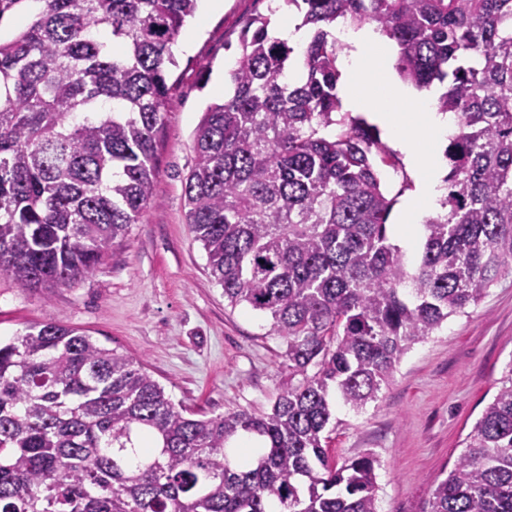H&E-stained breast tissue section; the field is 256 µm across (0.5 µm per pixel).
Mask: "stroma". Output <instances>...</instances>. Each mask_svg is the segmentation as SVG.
Listing matches in <instances>:
<instances>
[{
  "label": "stroma",
  "instance_id": "35a3bbf8",
  "mask_svg": "<svg viewBox=\"0 0 512 512\" xmlns=\"http://www.w3.org/2000/svg\"><path fill=\"white\" fill-rule=\"evenodd\" d=\"M278 3L223 0L206 18L186 22L182 32L190 43L174 50L154 204L76 287L45 295L0 275L1 340L52 317L143 362L187 410L216 416L271 409L290 379L286 344L268 317L231 306L210 276L207 255L188 229L184 180L193 163L194 131L216 99L214 85L240 52L242 28ZM511 361L509 276L478 306L412 345L376 401L360 411L334 403L329 457L340 463L372 455L379 462L380 512H421Z\"/></svg>",
  "mask_w": 512,
  "mask_h": 512
}]
</instances>
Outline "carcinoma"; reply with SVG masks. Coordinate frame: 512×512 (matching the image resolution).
Here are the masks:
<instances>
[{
  "label": "carcinoma",
  "mask_w": 512,
  "mask_h": 512,
  "mask_svg": "<svg viewBox=\"0 0 512 512\" xmlns=\"http://www.w3.org/2000/svg\"><path fill=\"white\" fill-rule=\"evenodd\" d=\"M0 274L50 295L91 275L155 203L172 47L197 0H0ZM302 50L258 16L193 136L187 221L233 307L271 317L293 380L271 410L176 406L143 363L54 318L0 342V512H379L377 461L338 466L336 396L359 411L396 364L512 275V0H284ZM398 47L458 132L415 265L390 241L398 161L339 115V18ZM106 35H101V31ZM112 101L103 112L99 102ZM253 436L255 456L230 455ZM422 512H512V361Z\"/></svg>",
  "instance_id": "cac0c4a2"
}]
</instances>
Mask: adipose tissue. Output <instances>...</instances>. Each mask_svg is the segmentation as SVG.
Wrapping results in <instances>:
<instances>
[{"label":"adipose tissue","mask_w":512,"mask_h":512,"mask_svg":"<svg viewBox=\"0 0 512 512\" xmlns=\"http://www.w3.org/2000/svg\"><path fill=\"white\" fill-rule=\"evenodd\" d=\"M343 37L350 51L341 61L349 79L343 87L348 108L354 112H372L375 122L384 130L389 141L404 156L419 184V192L407 207L406 222L399 228L404 238H411L412 226L418 223L423 210L432 207L443 191L448 170L443 150L455 131L456 118L451 112H438L419 104L411 111H403L408 101V90L399 83L389 69H382L380 89L363 90L366 80L360 64L365 48L374 47L381 60H388L392 49L372 28L344 27Z\"/></svg>","instance_id":"obj_1"}]
</instances>
